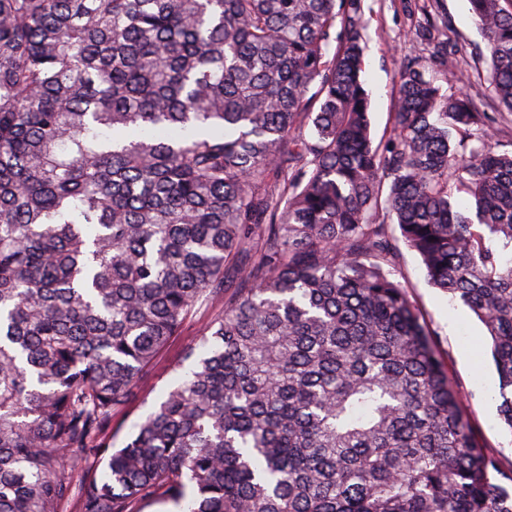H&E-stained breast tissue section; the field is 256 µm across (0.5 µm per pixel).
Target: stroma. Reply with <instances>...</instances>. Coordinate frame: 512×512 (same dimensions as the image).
Masks as SVG:
<instances>
[{"label": "stroma", "instance_id": "35a3bbf8", "mask_svg": "<svg viewBox=\"0 0 512 512\" xmlns=\"http://www.w3.org/2000/svg\"><path fill=\"white\" fill-rule=\"evenodd\" d=\"M365 21L364 79L371 95V129L375 140L386 139L397 93V72L401 59L416 44L415 26L423 12L445 17L448 22V51L453 66L438 76L443 87L468 94L479 111L491 109L486 82L463 81L460 70L485 69L475 53L483 37L469 10L468 0H362ZM401 271L408 294L420 310L433 336L439 359L449 379L465 392L466 416L479 441L493 451L503 465H512V433L504 430L496 412L498 379L489 357L485 329L460 301L450 300L427 282L420 258L402 253ZM213 307L197 310L180 335L172 337L138 382L129 407L113 421L106 440L121 445L133 426L158 405L178 376L191 365L187 354L199 340L203 325L214 315Z\"/></svg>", "mask_w": 512, "mask_h": 512}]
</instances>
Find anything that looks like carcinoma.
Segmentation results:
<instances>
[{
    "mask_svg": "<svg viewBox=\"0 0 512 512\" xmlns=\"http://www.w3.org/2000/svg\"><path fill=\"white\" fill-rule=\"evenodd\" d=\"M469 4L494 111L429 15L377 143L361 0H0V512H512L396 277L481 321L512 431V9ZM216 313L213 307H202L185 324L181 334L170 339L138 382L129 407L113 421L105 440L116 447L129 435L133 425L158 405L178 376L187 371L191 360L188 351L199 340L203 325Z\"/></svg>",
    "mask_w": 512,
    "mask_h": 512,
    "instance_id": "obj_1",
    "label": "carcinoma"
}]
</instances>
